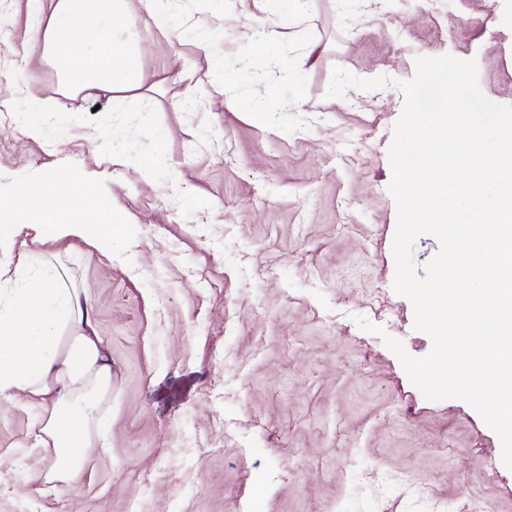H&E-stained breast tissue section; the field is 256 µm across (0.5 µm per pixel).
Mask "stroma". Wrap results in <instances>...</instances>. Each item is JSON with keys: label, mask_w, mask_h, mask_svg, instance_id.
<instances>
[{"label": "stroma", "mask_w": 512, "mask_h": 512, "mask_svg": "<svg viewBox=\"0 0 512 512\" xmlns=\"http://www.w3.org/2000/svg\"><path fill=\"white\" fill-rule=\"evenodd\" d=\"M259 14L256 0H171L166 26L129 16L143 95L96 102L41 62L32 0H0V188L89 167L118 219L108 256L34 246L84 288L109 348L103 445L78 483L40 488L36 412L1 404L0 512H448L472 495L512 512L499 436L465 401L426 399L384 343L432 349L393 289L399 84L417 58L473 59L482 93L512 105V0H310L246 63ZM337 67L389 83L332 97ZM263 83L280 109L257 121ZM33 96L39 141L20 122ZM155 154L164 171L121 163Z\"/></svg>", "instance_id": "stroma-1"}]
</instances>
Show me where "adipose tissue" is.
I'll use <instances>...</instances> for the list:
<instances>
[{"label": "adipose tissue", "instance_id": "adipose-tissue-1", "mask_svg": "<svg viewBox=\"0 0 512 512\" xmlns=\"http://www.w3.org/2000/svg\"><path fill=\"white\" fill-rule=\"evenodd\" d=\"M46 14L45 57L63 87L88 99L134 92L143 85V59L135 48L115 49L103 31L124 30L130 13L165 25L164 0H37ZM241 52L252 57L282 37L275 22L285 0H260ZM80 50L69 47L72 38ZM98 171L72 174L59 167L0 192V265L14 268L0 287V403L38 413L32 435L45 482L75 483L97 445L98 409L112 391V360L99 338L82 292L28 241L83 240L112 252V206L99 193Z\"/></svg>", "mask_w": 512, "mask_h": 512}]
</instances>
